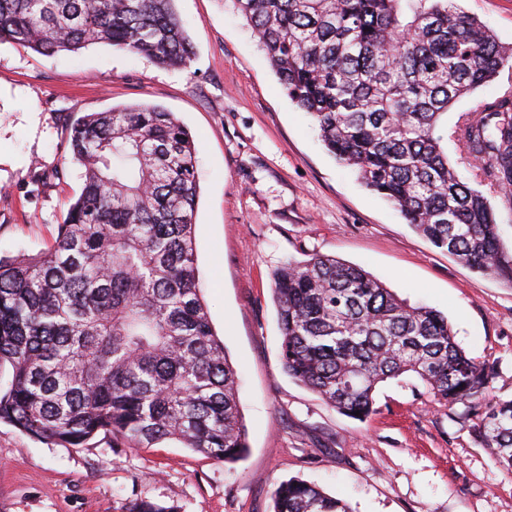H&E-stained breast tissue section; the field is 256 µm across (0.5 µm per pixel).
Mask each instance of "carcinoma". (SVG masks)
<instances>
[{
    "label": "carcinoma",
    "mask_w": 512,
    "mask_h": 512,
    "mask_svg": "<svg viewBox=\"0 0 512 512\" xmlns=\"http://www.w3.org/2000/svg\"><path fill=\"white\" fill-rule=\"evenodd\" d=\"M288 97L335 159L435 247L512 284L493 208L460 181L443 141L512 186V90L443 119L494 79L504 47L455 0H236ZM43 55L107 44L161 67L195 56L174 0H0V44ZM67 152L83 169L54 243L0 256V424L52 446L97 434L129 448L173 443L220 462L247 452L236 371L202 296L195 251L196 146L159 105L88 112ZM284 371L350 417L379 384L412 374L512 471V399L457 344L448 319L362 267L313 255L274 273ZM127 512H175L136 500ZM273 512H351L302 480Z\"/></svg>",
    "instance_id": "1"
}]
</instances>
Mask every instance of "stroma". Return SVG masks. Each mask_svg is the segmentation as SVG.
Returning a JSON list of instances; mask_svg holds the SVG:
<instances>
[{
  "instance_id": "obj_1",
  "label": "stroma",
  "mask_w": 512,
  "mask_h": 512,
  "mask_svg": "<svg viewBox=\"0 0 512 512\" xmlns=\"http://www.w3.org/2000/svg\"><path fill=\"white\" fill-rule=\"evenodd\" d=\"M512 49V0H462ZM194 46L162 68L104 44L44 56L0 45V255L57 236L83 186L66 159L70 122L115 105L174 112L197 145L194 222L203 298L241 384L248 451L219 462L174 445L53 447L0 425V512H273L295 478L352 512H512V473L472 432L466 408L437 403L415 376L381 383L374 412L340 413L289 377L274 272L313 254L361 266L401 299L447 315L456 342L512 399V286L434 247L325 149L284 93L234 0H175Z\"/></svg>"
}]
</instances>
